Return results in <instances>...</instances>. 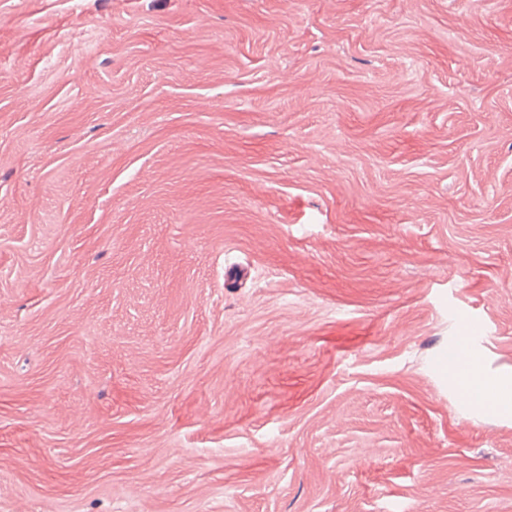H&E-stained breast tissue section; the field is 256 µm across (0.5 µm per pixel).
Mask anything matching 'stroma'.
Here are the masks:
<instances>
[{
    "instance_id": "1",
    "label": "stroma",
    "mask_w": 512,
    "mask_h": 512,
    "mask_svg": "<svg viewBox=\"0 0 512 512\" xmlns=\"http://www.w3.org/2000/svg\"><path fill=\"white\" fill-rule=\"evenodd\" d=\"M464 360L512 0H0V512H512Z\"/></svg>"
}]
</instances>
